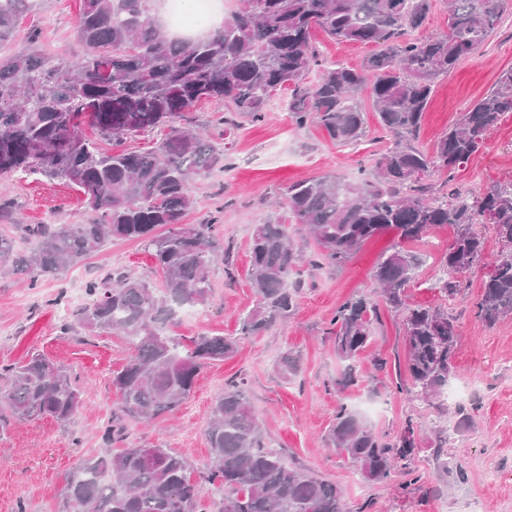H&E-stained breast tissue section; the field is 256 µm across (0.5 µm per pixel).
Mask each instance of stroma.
<instances>
[{
  "instance_id": "35a3bbf8",
  "label": "stroma",
  "mask_w": 512,
  "mask_h": 512,
  "mask_svg": "<svg viewBox=\"0 0 512 512\" xmlns=\"http://www.w3.org/2000/svg\"><path fill=\"white\" fill-rule=\"evenodd\" d=\"M79 11L80 0H43L21 25L15 47L25 46L34 30L48 52L78 55ZM313 41L326 64L357 67L376 50L372 44L336 43L319 31ZM509 67L512 16L475 55L439 81L424 115L419 147L432 150L460 113ZM289 95V88H281L263 121L240 118L229 131L217 123L223 104L202 102L193 110L195 123L225 144L228 166L192 186L197 205L187 223L219 220L224 249L212 268L208 303L182 313L173 328L183 341L237 336L239 313L255 303L249 275L253 226L284 211L287 186L324 174L355 180L394 144L380 130L368 92L360 94L368 133L356 147L333 143L316 127L292 124ZM510 179L512 114L456 171L453 184L470 192ZM0 199L14 202L24 224H85L93 218L78 188L60 180L0 176ZM453 237V227L441 226L404 247L426 258L408 289L409 304L444 307L458 324L449 380L473 387L463 402L464 413L449 403L438 408L396 391L397 379L407 376L402 318L381 303L373 342L355 362L359 378L353 383L344 379V363L327 329L346 299L375 298L372 270L396 239L388 229L341 265L305 268L285 327L240 338L232 358L200 370L178 410L128 422L125 438L112 443L102 437L119 407L112 374L126 364L132 345L107 330L77 326L66 331L62 325L89 303L86 284L92 277L118 268L158 281L149 251L140 242L115 239L61 278H42L33 287L22 276L0 273V369L40 353L70 370L82 391V404L69 421L13 423L0 435V512H59L65 475L82 458L128 443L160 444L182 455L200 485L203 505H210L217 494L207 481L211 461L205 431L214 399L233 377L244 381L266 441L281 449L289 464L339 484L350 512H512V318L487 324L475 317L466 299L448 300L433 288ZM287 353L300 358L298 372L290 377L282 375L279 365ZM343 404L358 410L384 439H397L409 426L420 430L411 462L417 483L408 484L401 470L382 482L367 481L345 455L329 447L326 434ZM443 460L448 463L444 469L439 466ZM462 473L467 476L463 482L458 479Z\"/></svg>"
}]
</instances>
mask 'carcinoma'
<instances>
[{"instance_id": "carcinoma-1", "label": "carcinoma", "mask_w": 512, "mask_h": 512, "mask_svg": "<svg viewBox=\"0 0 512 512\" xmlns=\"http://www.w3.org/2000/svg\"><path fill=\"white\" fill-rule=\"evenodd\" d=\"M41 0H0V48L14 41ZM155 0H82L76 57L44 52L36 36L13 53L0 52V175H41L75 185L95 218L88 224H22L34 247L15 248L0 234V270L36 285L56 277L114 238L144 244L160 286L114 269L86 285L92 297L75 314L90 330H112L131 341L125 366L112 375L118 412L106 441L125 437L127 420H152L176 410L202 366L231 358L238 338L199 336L185 345L167 335L182 310L211 296L218 258L217 219L187 224L192 184L224 167V150L192 127L200 102L265 118L274 92L293 86L288 116L314 124L330 140L358 143L365 112L358 99L370 88L381 128L395 138L366 176L345 182L322 176L285 193L286 212L254 226L249 254L256 305L239 319V335L257 336L282 325L296 305L300 267L339 264L366 241L393 229L397 241L373 269L383 303L403 317L406 368L416 396L433 404L448 387L458 326L441 306L407 304L406 290L423 263L403 242L425 238L441 224L455 228L433 287L455 297L463 281L453 272L468 264L485 270L477 316L487 323L512 318V180L477 193L450 187L425 195L424 181L454 173L484 147L512 114V67L493 88L460 113L430 152L415 146L436 81L474 55L508 13L512 0H447L446 30L412 37L425 26L433 0H239L224 24L200 38L177 40L153 14ZM338 43L378 44L359 68L323 65L312 35ZM88 117L103 139L123 140L168 129L155 150L108 153L80 131ZM491 226L498 243L485 257L477 229ZM315 240L305 260L297 238ZM375 306L365 296L345 300L330 320L336 353L354 361L374 336ZM81 402L70 372L33 355L0 375V428L46 417L66 422ZM212 468L223 498L201 503L186 460L160 446H130L83 460L66 476L62 512H347L336 483L289 466L260 434L247 389L224 384L206 429ZM328 444L347 455L363 478L379 482L395 468L412 473L417 442L408 427L396 443L379 437L356 411L336 412Z\"/></svg>"}]
</instances>
